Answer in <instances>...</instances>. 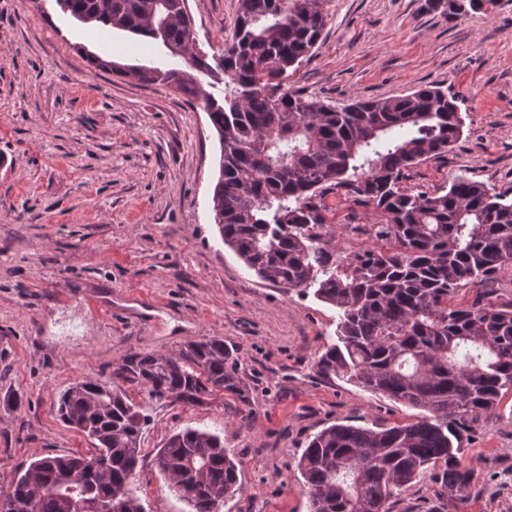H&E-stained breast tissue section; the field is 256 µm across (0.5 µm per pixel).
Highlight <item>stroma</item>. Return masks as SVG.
<instances>
[{
    "instance_id": "35a3bbf8",
    "label": "stroma",
    "mask_w": 512,
    "mask_h": 512,
    "mask_svg": "<svg viewBox=\"0 0 512 512\" xmlns=\"http://www.w3.org/2000/svg\"><path fill=\"white\" fill-rule=\"evenodd\" d=\"M240 0H188L202 51L224 47ZM322 41L289 80L339 103L437 84L457 97L463 136L405 185L435 192L460 174L512 198V0L451 19L428 0H328ZM102 59V67L87 57ZM157 41L90 29L55 0H0V491L18 469L91 442L57 415L78 382L121 388L147 416L133 485L144 512H189L153 464L188 428L221 436L239 488L219 512H309L295 465L334 423L391 426L420 410L318 373L336 308L260 280L224 245L211 197L219 144L207 112L167 85L114 74L155 65ZM340 245L364 248L372 210L329 196ZM223 339L248 391L200 404L150 398L117 375L123 357ZM20 405H13L12 397ZM475 478L464 512H512V391L465 426ZM436 472L393 512H438Z\"/></svg>"
}]
</instances>
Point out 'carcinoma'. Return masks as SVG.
Wrapping results in <instances>:
<instances>
[{
  "label": "carcinoma",
  "mask_w": 512,
  "mask_h": 512,
  "mask_svg": "<svg viewBox=\"0 0 512 512\" xmlns=\"http://www.w3.org/2000/svg\"><path fill=\"white\" fill-rule=\"evenodd\" d=\"M91 29L159 41L184 67L163 63L112 72L176 87L202 104L220 144L211 206L224 245L258 278L287 291L314 289L339 312L338 342L317 372L425 412L414 423L333 424L297 462L310 512H392L423 471L440 469L456 505L473 482L460 466V425L496 413L512 390V302L463 307L448 298L512 269V200L464 175L434 193L402 186L421 162L448 154L463 134L456 97L438 85L344 104L288 85L313 56L325 0H240L231 39L212 57L189 50L194 30L180 0H55ZM344 193L380 221L368 233L386 245L347 252L326 223L325 199ZM224 340L190 341L172 355L131 354L117 375L151 398L198 404L215 391L248 398ZM68 426L94 452L31 462L7 499L34 512H143L131 487L144 416L104 382H82L59 399ZM190 512H217L238 487V465L217 435L187 429L155 457Z\"/></svg>",
  "instance_id": "carcinoma-1"
}]
</instances>
